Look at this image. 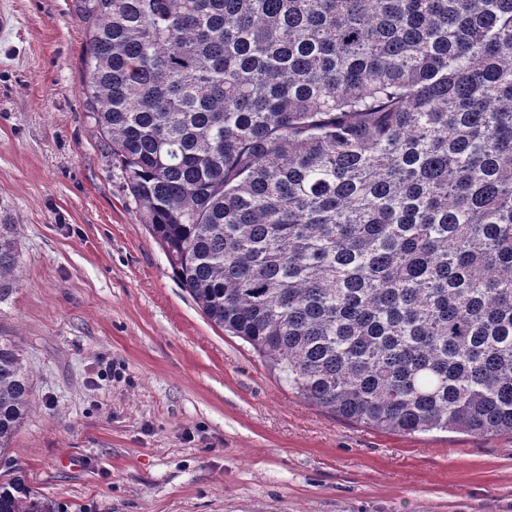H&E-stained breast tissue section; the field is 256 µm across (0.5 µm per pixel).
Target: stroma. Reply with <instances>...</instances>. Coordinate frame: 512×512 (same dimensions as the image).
Listing matches in <instances>:
<instances>
[{"label":"stroma","mask_w":512,"mask_h":512,"mask_svg":"<svg viewBox=\"0 0 512 512\" xmlns=\"http://www.w3.org/2000/svg\"><path fill=\"white\" fill-rule=\"evenodd\" d=\"M0 335L34 405L0 459L57 512H512V434L326 413L211 323L133 212L80 94L75 0H0ZM20 264L16 225L0 224V306L18 289Z\"/></svg>","instance_id":"stroma-1"}]
</instances>
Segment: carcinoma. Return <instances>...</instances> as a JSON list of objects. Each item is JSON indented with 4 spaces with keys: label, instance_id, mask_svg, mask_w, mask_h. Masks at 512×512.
<instances>
[{
    "label": "carcinoma",
    "instance_id": "carcinoma-1",
    "mask_svg": "<svg viewBox=\"0 0 512 512\" xmlns=\"http://www.w3.org/2000/svg\"><path fill=\"white\" fill-rule=\"evenodd\" d=\"M84 108L208 320L320 409L512 433V0H76ZM0 224V305L17 290ZM33 405L0 336V456ZM0 512H53L22 476Z\"/></svg>",
    "mask_w": 512,
    "mask_h": 512
}]
</instances>
